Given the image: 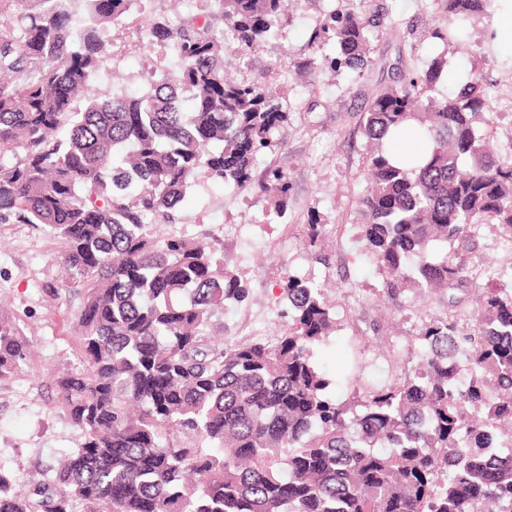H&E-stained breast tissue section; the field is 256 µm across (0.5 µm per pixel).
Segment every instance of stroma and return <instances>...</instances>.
Instances as JSON below:
<instances>
[{
    "instance_id": "obj_1",
    "label": "stroma",
    "mask_w": 512,
    "mask_h": 512,
    "mask_svg": "<svg viewBox=\"0 0 512 512\" xmlns=\"http://www.w3.org/2000/svg\"><path fill=\"white\" fill-rule=\"evenodd\" d=\"M209 0H142L114 33L101 68L83 98L149 88L152 72L170 69L167 46L149 44L151 21L178 25L200 16ZM367 11L379 14L373 33V63L363 77L333 68L338 53L319 33L331 14ZM443 15L441 0H290L276 34L254 50L224 43V68L230 77H263L288 114L281 145L262 154L254 178L271 169L287 172L288 207L277 214L272 194L251 185L201 181L190 188L173 224L160 225L168 237L198 239L223 250L245 276L247 303L224 315L229 344L280 335L285 320L279 282L283 274L313 280L326 288L336 329L313 348V362L328 380V395L352 401L355 377L389 383L395 356L416 345L431 321L454 320L473 329L474 310L485 288L512 290V234L487 222L475 226L460 255L468 284L438 294L404 292L389 300L383 277L365 253L358 207L368 188L367 140L362 116L373 94L392 85L399 71L424 69L432 59L446 62L439 94L454 92L458 77L479 79L492 100V122L485 134L490 148L512 161V52L499 48L502 18L496 11L458 22V53L434 39L431 29ZM399 35H390L391 26ZM316 58L315 74L298 67ZM317 217L325 232L310 243L307 225ZM59 241L43 228L16 220L0 223V304L10 312L30 345V355L13 376L0 380V465L21 477L48 473L83 436L70 422L53 374L80 365L73 319L81 289H62L65 278Z\"/></svg>"
}]
</instances>
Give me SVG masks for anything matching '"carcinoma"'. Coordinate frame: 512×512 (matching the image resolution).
<instances>
[{"instance_id":"cac0c4a2","label":"carcinoma","mask_w":512,"mask_h":512,"mask_svg":"<svg viewBox=\"0 0 512 512\" xmlns=\"http://www.w3.org/2000/svg\"><path fill=\"white\" fill-rule=\"evenodd\" d=\"M0 23V221L13 216L61 240L81 365L53 384L81 447L51 474L0 469V512H512V292L487 290L476 331L433 321L383 387L353 406L326 394L313 346L336 328L323 290L285 275L288 321L275 340L217 339L244 277L212 245L164 237L201 179L252 180L287 121L258 80L224 76L230 34L242 51L274 35L282 0H210L201 19L156 23L175 69L138 96L75 107L100 69L110 26L140 0H38ZM490 0H442L431 37ZM376 15H334L337 63L362 76ZM441 64L399 76L363 115L370 186L360 238L388 297L454 288L450 248L490 220L512 233V163L485 147L490 104L479 80L433 95ZM415 123L431 141L418 167L392 163L387 132ZM279 205L290 185L272 172ZM0 312V379L29 354ZM82 510H77V506Z\"/></svg>"}]
</instances>
